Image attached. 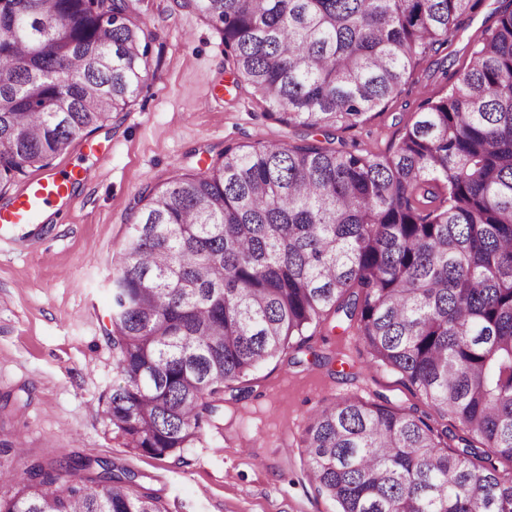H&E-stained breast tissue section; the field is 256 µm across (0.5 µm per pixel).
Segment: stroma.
Wrapping results in <instances>:
<instances>
[{"label": "stroma", "instance_id": "stroma-1", "mask_svg": "<svg viewBox=\"0 0 512 512\" xmlns=\"http://www.w3.org/2000/svg\"><path fill=\"white\" fill-rule=\"evenodd\" d=\"M181 0H142L150 32V78L125 111L52 160L91 179L73 203L49 215L29 251L0 244V430L20 435L45 464L96 456L138 475L166 512H335L307 477L301 436L322 406L345 397L386 396L407 408L417 399L399 373L369 362L355 330L336 319L312 330L299 363L273 359L249 377L242 399L224 393V412L182 461L133 454L103 414L102 395L121 376L107 339L112 271L129 214L145 187L206 169L225 145L319 143L318 132L269 117L249 88L234 87L222 33ZM501 0H482L447 50L445 73L433 59L416 66L405 93L360 126L334 133L333 147L392 152L422 98L444 94L496 25ZM45 170V171H48ZM30 168L4 191L6 206L43 177Z\"/></svg>", "mask_w": 512, "mask_h": 512}]
</instances>
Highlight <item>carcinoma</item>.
Listing matches in <instances>:
<instances>
[{
	"label": "carcinoma",
	"mask_w": 512,
	"mask_h": 512,
	"mask_svg": "<svg viewBox=\"0 0 512 512\" xmlns=\"http://www.w3.org/2000/svg\"><path fill=\"white\" fill-rule=\"evenodd\" d=\"M141 0H0V190L146 84ZM234 84L288 126L354 128L447 49L481 0H191ZM393 152L226 145L146 189L112 276L123 383L103 413L135 454L179 456L261 363L330 310L441 417L345 398L302 436L336 512H512V0ZM0 512H164L135 473L0 440Z\"/></svg>",
	"instance_id": "obj_1"
}]
</instances>
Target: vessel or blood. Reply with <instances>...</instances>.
Masks as SVG:
<instances>
[{"instance_id": "obj_1", "label": "vessel or blood", "mask_w": 512, "mask_h": 512, "mask_svg": "<svg viewBox=\"0 0 512 512\" xmlns=\"http://www.w3.org/2000/svg\"><path fill=\"white\" fill-rule=\"evenodd\" d=\"M88 180V170L76 166L25 184L8 206L0 208V235L11 236L15 245H25L24 230L42 223L50 207L70 199L75 186Z\"/></svg>"}]
</instances>
